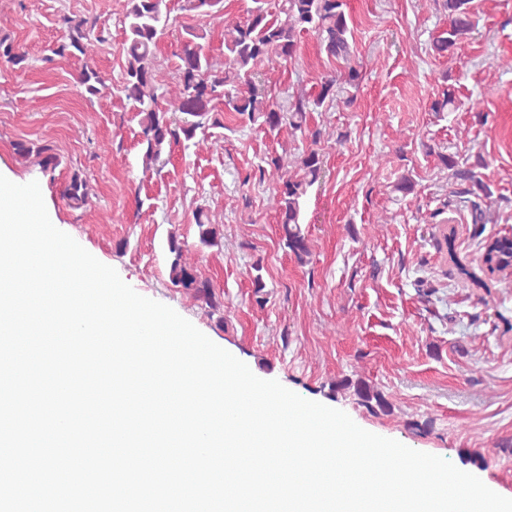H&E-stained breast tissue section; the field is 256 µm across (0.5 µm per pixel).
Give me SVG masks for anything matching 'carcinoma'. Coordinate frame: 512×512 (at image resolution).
Here are the masks:
<instances>
[{
  "mask_svg": "<svg viewBox=\"0 0 512 512\" xmlns=\"http://www.w3.org/2000/svg\"><path fill=\"white\" fill-rule=\"evenodd\" d=\"M472 0H442L448 12V28L433 40L434 50L453 57L471 40L477 28L471 7ZM345 0H281L279 13L284 19L268 14L261 7L255 8L243 22L224 28V66L218 67L204 52L199 40L204 35L192 27L184 28L179 56L177 93L168 104L160 101L155 79V51L165 35L171 33L169 0H123V41L119 55L123 60L121 77L115 85L126 100L133 103L135 117L141 128L140 144L144 148L145 170L156 173L168 163L167 149L174 144L193 142L196 148L206 139L197 138V131L209 126L224 124V114L234 112L246 117L261 129L274 132L287 126L295 131L305 128L307 106L299 99L288 110L281 108L269 91L258 88L253 77L272 57L288 60L294 56L301 34L312 32L328 57L342 59L348 66L339 76H328L322 81L316 98L322 103L336 97L340 84L358 87L362 80L359 67L349 64L352 31L350 17L345 11ZM66 29L61 42L53 53L61 58L87 60L94 52L101 37L95 35L96 22L85 18L64 19ZM26 55L8 39L0 40V63L19 66ZM80 83L90 95H97L112 86V78L83 64ZM179 111L185 118L169 116ZM14 151L26 158L35 152L28 143H14ZM42 168H54L58 158L45 146L38 151ZM444 167L451 170L453 179L466 185V195L492 196L490 186L471 166H461L453 156L437 153ZM323 156L316 149L304 152L296 161V172L288 171L281 156L268 155L259 166L260 175L270 174L277 187L272 196L273 209L278 214L281 240L289 253L300 263L311 255L309 240L301 227V202L308 188L322 172ZM63 197L68 204L79 207L88 200V182L80 173H73L65 186ZM198 244L214 247L224 238L221 224L209 222L201 209L194 214ZM169 279L172 285L193 291V297L204 303L209 313L224 314V302L219 300L213 283L198 275L193 262L194 250L187 241L172 234L168 239ZM484 264L487 271L512 265V235L489 240L484 246ZM354 389L359 403L372 414L389 413L392 403L383 391L359 380L348 378L331 384L330 391L337 394Z\"/></svg>",
  "mask_w": 512,
  "mask_h": 512,
  "instance_id": "carcinoma-1",
  "label": "carcinoma"
}]
</instances>
